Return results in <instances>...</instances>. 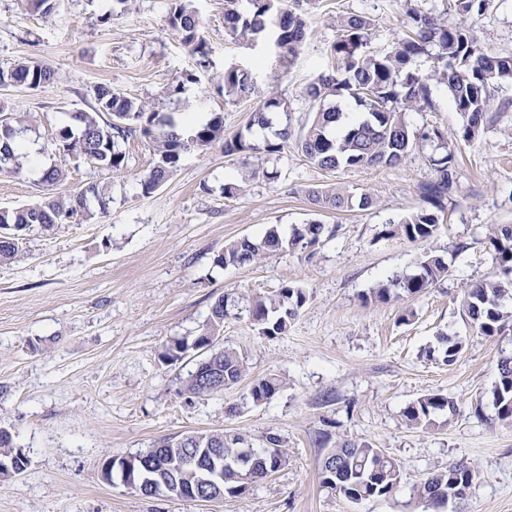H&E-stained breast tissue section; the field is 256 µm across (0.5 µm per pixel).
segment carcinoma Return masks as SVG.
Listing matches in <instances>:
<instances>
[{
  "instance_id": "carcinoma-1",
  "label": "carcinoma",
  "mask_w": 512,
  "mask_h": 512,
  "mask_svg": "<svg viewBox=\"0 0 512 512\" xmlns=\"http://www.w3.org/2000/svg\"><path fill=\"white\" fill-rule=\"evenodd\" d=\"M490 0H455L458 10L481 14ZM413 35L398 40L383 55L365 51L374 21L368 16L350 14L341 19L339 34L333 46L339 65L334 73H322L306 89V95L316 106L311 123L295 133L291 126L286 102L272 94L263 99L253 112L246 132L224 134V117L219 113L205 122L188 125L187 115L178 109L182 84L169 92L166 112L148 108L144 103L118 93L107 84L93 89L95 106L91 112L70 116L78 122L73 126L61 122L51 140L58 150L81 157L100 169L121 172L127 168L126 152L121 143L139 131L152 144L157 160L141 179L147 194L162 186L176 170L182 156L195 148L206 150L219 145L224 156L238 157L258 149L250 137L253 127L272 128L270 114L282 112L285 121L274 130L273 138L264 140L269 154L279 153L295 139L298 149L317 167L335 171L362 167H397L419 142L445 140L436 129L420 134L412 131L405 112H431L436 104L431 84L444 85L452 106L465 118L462 138L473 139L489 122V103L494 86L512 77V55H492L483 52L474 34L462 27L448 26L434 14L413 8L408 13ZM172 30L193 54L205 59L207 42L203 22L192 0H172L169 17ZM224 29L236 40L256 46H273L284 56L296 54L309 35L305 14L284 6L283 0H224ZM437 49L436 65L430 74L415 67V58L427 47ZM224 96L236 101L247 99L255 92L249 72L235 67L224 69ZM60 80L52 66L36 60H24L9 70H0V87H24L36 90ZM351 98L362 110V117L347 122L340 100ZM110 119H105L104 115ZM30 115L7 112L0 108V172H18L19 160L27 157V138L23 132L32 129ZM434 176L419 185L424 206L387 230L409 241L431 239L445 212L455 182V149L431 159ZM308 196L321 210H369L376 200L367 192L355 193L344 186L311 189ZM110 199L107 189L92 184L73 196H48L39 203L0 210V228L10 230L0 235V264L9 263L22 249L27 231L34 227L44 232L58 224L75 222L93 215V209L105 210ZM326 225L318 220L292 229L288 236L278 227L269 228L259 240L243 236L224 245L216 264L248 265L285 250L308 251L319 245ZM486 238L492 250L497 272L494 276L471 282L463 288L461 312L472 331L480 336H498L512 330V225L496 224L487 229ZM444 256L425 252L411 273L397 275L370 291L364 300L389 301L393 298H415L448 275ZM306 302L303 289L288 284L266 296L236 298L219 296L211 307L207 328L195 341L212 348L211 337L219 336L224 319L245 318L265 336L288 331ZM466 339L444 332L436 336V346L429 350L438 354L448 365L454 364L465 346ZM187 340L177 339L168 344L162 358L177 362L185 357ZM213 365L224 373V387L241 381L245 374L244 358L235 350L213 348ZM283 386L273 375L253 382L249 396L253 403L270 400ZM183 393L192 397L217 394L219 390L194 379L189 373ZM497 420L512 426V355L498 363V379L491 391ZM456 403L440 391L424 394L409 403L402 412L411 426L433 424L435 418L453 414ZM264 450L254 451L245 435L232 430L223 432H192L182 437H169L147 450V464L155 463L148 475L166 493L190 497L195 476L185 464V452L191 448H220L224 452V486L222 491H208L204 501H219L224 496L244 494L250 484L261 481L279 470L286 462L282 439L277 434L266 436ZM13 458L16 465L29 462L23 449L13 442L11 433L0 429V458ZM132 476L133 483L142 477L136 474L137 459L118 458L103 466L106 479H112L114 469ZM400 468L395 459L382 449L363 439L336 440L321 463V484L350 503L364 499L388 497L400 482ZM479 474L464 461L427 474L413 487V498L434 508L468 498L477 484Z\"/></svg>"
}]
</instances>
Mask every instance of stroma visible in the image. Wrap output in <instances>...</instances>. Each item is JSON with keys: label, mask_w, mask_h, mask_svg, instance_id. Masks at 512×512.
Wrapping results in <instances>:
<instances>
[{"label": "stroma", "mask_w": 512, "mask_h": 512, "mask_svg": "<svg viewBox=\"0 0 512 512\" xmlns=\"http://www.w3.org/2000/svg\"><path fill=\"white\" fill-rule=\"evenodd\" d=\"M305 13L310 35L283 58L249 47L224 30V0H194L204 20L207 66H200L168 23L170 0H56L52 14L0 0V69L38 60L58 70L59 83L38 90H0V104L36 119L28 137L36 164L0 173V209L46 194L69 196L89 184L107 187L106 212L30 230L17 257L0 265V428L30 460L23 475L0 478V512H413L416 482L449 461L465 460L481 479L447 512H512V427L500 425L491 390L497 362L512 353V332L478 336L460 315L462 288L491 276L486 243L492 224H512V79L492 93L495 120L472 140L444 86L432 88L436 108L408 112L414 132L439 129L455 144L456 179L435 237L412 242L385 230L416 211L419 183L433 176L437 144L417 147L395 168L323 170L295 145L230 160L221 148L185 153L152 194L141 178L155 163L148 138L124 145L128 167L112 173L48 144L62 113L88 112L93 89L116 91L165 111L169 86L184 81L181 109L224 117V131L245 130L260 94L277 91L294 126L312 118L305 88L336 67L339 16L373 18L367 49L387 51L407 29L415 6L451 25L473 29L483 50L512 54V0H491L480 15L453 0H288ZM249 71L256 97L224 95L226 66ZM196 82H188L187 74ZM54 165L64 179L42 182ZM277 172L274 180L264 171ZM236 184L224 197L220 187ZM340 183L377 200L367 211H316L311 187ZM319 220L336 234L313 252L287 250L251 265L216 266L225 243L261 237L276 226ZM465 243L449 254V246ZM448 254L447 277L415 299L363 302L396 274L411 272L424 252ZM302 288L305 305L286 333L265 336L247 320L227 318L222 346L245 360L242 380L224 393L186 398L181 389L199 355L173 365L161 358L170 341L205 328L224 293L267 295L282 284ZM413 310L402 322L405 310ZM465 337L456 363L429 357L437 333ZM275 375L283 388L266 403L249 397L256 379ZM441 391L457 411L433 425L407 424L402 411L419 396ZM237 430L256 448L279 435L284 467L239 496L213 503L143 496L105 480L106 457L148 450L189 432ZM365 439L401 465L397 491L348 503L321 485V462L337 439Z\"/></svg>", "instance_id": "1"}]
</instances>
